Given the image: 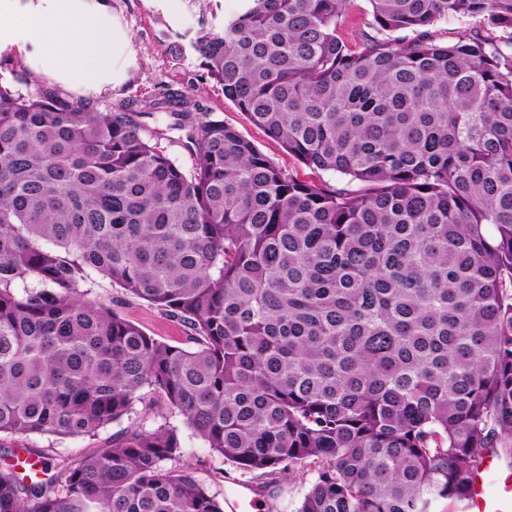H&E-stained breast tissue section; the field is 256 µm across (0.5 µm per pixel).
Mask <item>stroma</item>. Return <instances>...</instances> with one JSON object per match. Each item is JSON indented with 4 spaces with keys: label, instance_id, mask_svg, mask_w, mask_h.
Segmentation results:
<instances>
[{
    "label": "stroma",
    "instance_id": "35a3bbf8",
    "mask_svg": "<svg viewBox=\"0 0 512 512\" xmlns=\"http://www.w3.org/2000/svg\"><path fill=\"white\" fill-rule=\"evenodd\" d=\"M211 9L208 0H116L110 10L112 32L116 42L118 63L110 79L92 86L74 89L77 97H108L111 101L136 98L155 92L167 85L175 89L194 85L208 111L218 113L225 124L233 126L262 153L284 170L303 181L314 180V173L288 155L266 132L247 122L234 104L227 100L219 87L197 80L198 68L192 59L175 60L168 53L160 37L163 31L195 29L202 14ZM0 53L10 55L11 67L0 69V74L18 72L21 76H39V47L33 45L23 28L12 29L8 38L0 39ZM86 288L91 298L112 308L121 317L131 321L158 340L178 344L184 342L188 329L144 300L126 294L122 288L102 275H93ZM161 413L136 411L122 423H113L98 436L61 438L53 435H0V445L15 448L30 447L41 451L53 461L74 462L89 449L105 444L122 427L140 425L150 429L162 423ZM181 428L183 463L189 465L197 479L218 498L233 497L240 484L251 483V475L243 473L223 456L214 453L191 430L183 428L181 418H174ZM316 478L310 469L297 471L283 480L275 496L254 497L244 512H297L300 502Z\"/></svg>",
    "mask_w": 512,
    "mask_h": 512
}]
</instances>
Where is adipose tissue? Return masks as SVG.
Here are the masks:
<instances>
[{"label":"adipose tissue","mask_w":512,"mask_h":512,"mask_svg":"<svg viewBox=\"0 0 512 512\" xmlns=\"http://www.w3.org/2000/svg\"><path fill=\"white\" fill-rule=\"evenodd\" d=\"M48 2L47 11L16 14L9 0H0V14H8L12 26L29 30L35 45L47 48V71L66 74L77 84L101 82L115 62L105 0L90 12L80 8L78 0Z\"/></svg>","instance_id":"obj_1"}]
</instances>
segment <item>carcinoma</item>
I'll use <instances>...</instances> for the list:
<instances>
[{"label":"carcinoma","mask_w":512,"mask_h":512,"mask_svg":"<svg viewBox=\"0 0 512 512\" xmlns=\"http://www.w3.org/2000/svg\"><path fill=\"white\" fill-rule=\"evenodd\" d=\"M245 0L191 56L303 182L189 90L70 97L0 80V434L94 437L147 388L298 512H432L512 466V0ZM480 30L439 44L440 20ZM187 131L186 169L149 134ZM183 322L147 334L93 274ZM43 479L0 458V512H224L179 428L127 427ZM370 10L367 0H351L346 13L345 24L341 29V37L349 42L359 41L360 34L364 30V19ZM316 478V472L307 466L283 480L279 492L273 497H260L252 494L251 506L248 504L242 512H296L308 488Z\"/></svg>","instance_id":"1"}]
</instances>
